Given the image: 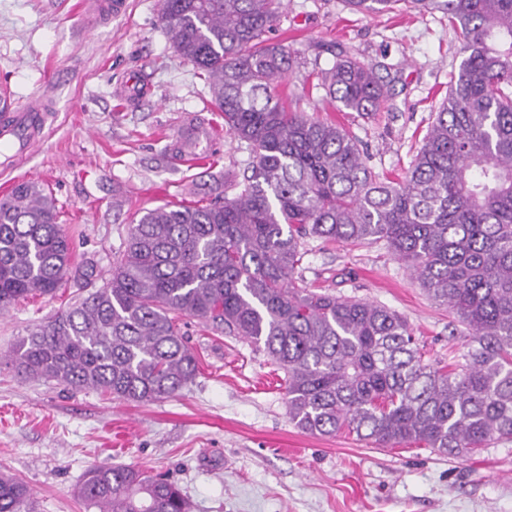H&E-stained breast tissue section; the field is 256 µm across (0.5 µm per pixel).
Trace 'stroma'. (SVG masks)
I'll use <instances>...</instances> for the list:
<instances>
[{"label": "stroma", "mask_w": 512, "mask_h": 512, "mask_svg": "<svg viewBox=\"0 0 512 512\" xmlns=\"http://www.w3.org/2000/svg\"><path fill=\"white\" fill-rule=\"evenodd\" d=\"M83 3L0 0V92L48 96L52 112L27 162L0 171V198L21 180L44 184L73 265L97 264L92 281L68 274L56 296H31L0 314V469L29 486L38 512H86L75 490L102 463L169 476L194 512H512V439L457 459L419 445L305 433L288 418L284 370L249 341L194 317L177 316L176 324L198 373L172 398H109L12 369L18 338L102 285L133 213L209 203L250 163L246 144L225 134L205 81L173 55L162 0H126L112 20ZM270 36L295 52L287 91L301 109L344 124L374 171L409 168L459 65L446 14L365 16L344 0H286ZM341 51L373 66L389 110L369 118L334 112L314 74ZM186 112L215 131L203 169L164 151ZM306 249L298 286L396 311L427 359L448 363L466 353V329L384 243L312 239Z\"/></svg>", "instance_id": "35a3bbf8"}]
</instances>
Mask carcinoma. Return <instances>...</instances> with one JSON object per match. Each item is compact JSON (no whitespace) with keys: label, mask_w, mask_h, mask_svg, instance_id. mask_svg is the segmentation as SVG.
<instances>
[{"label":"carcinoma","mask_w":512,"mask_h":512,"mask_svg":"<svg viewBox=\"0 0 512 512\" xmlns=\"http://www.w3.org/2000/svg\"><path fill=\"white\" fill-rule=\"evenodd\" d=\"M345 2L364 15L400 3L440 11L459 33L457 74L406 175L374 172L355 137L288 98L294 52L268 37L283 0H163L174 55L208 82L251 174L205 206L137 214L103 285L20 338L17 372L170 398L198 371L171 317L181 313L285 370L288 418L306 433L453 457L512 438V0ZM319 86L340 112L388 106L373 68L342 51ZM311 238L384 242L468 331L462 361L425 360L383 305L295 287ZM71 258L54 199L37 181L17 183L0 200V310L55 295ZM76 494L94 512H191L177 484L127 466L88 469ZM0 512H34L31 489L4 471Z\"/></svg>","instance_id":"obj_1"}]
</instances>
